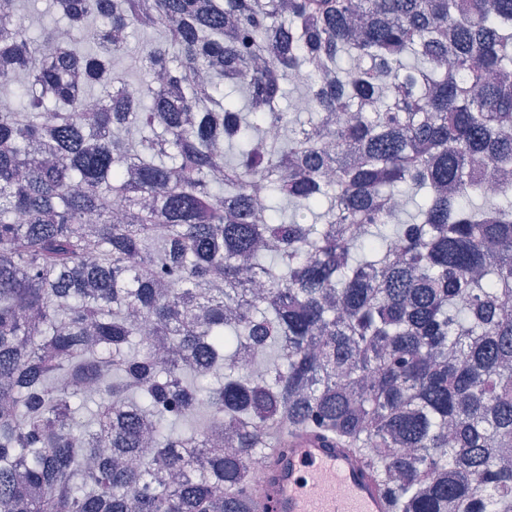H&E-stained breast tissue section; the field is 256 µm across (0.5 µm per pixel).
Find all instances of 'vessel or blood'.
Listing matches in <instances>:
<instances>
[{"label": "vessel or blood", "mask_w": 512, "mask_h": 512, "mask_svg": "<svg viewBox=\"0 0 512 512\" xmlns=\"http://www.w3.org/2000/svg\"><path fill=\"white\" fill-rule=\"evenodd\" d=\"M391 495L351 448L291 429L267 464L256 512H391Z\"/></svg>", "instance_id": "b4317fda"}]
</instances>
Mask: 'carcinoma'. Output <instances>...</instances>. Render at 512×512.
<instances>
[{"instance_id":"obj_1","label":"carcinoma","mask_w":512,"mask_h":512,"mask_svg":"<svg viewBox=\"0 0 512 512\" xmlns=\"http://www.w3.org/2000/svg\"><path fill=\"white\" fill-rule=\"evenodd\" d=\"M56 4L0 0V512H254L290 428L512 512V0ZM49 0H28L24 2L22 14L26 25L34 36H42L45 28L54 24L55 16L50 11ZM158 40L159 33L157 31H147V32H137L133 34L125 48V51L118 55L115 59L114 70L118 75L123 76L129 83H136L139 76L138 74L131 73L128 68V60L129 56L136 54L137 50H139L143 41L146 40Z\"/></svg>"}]
</instances>
